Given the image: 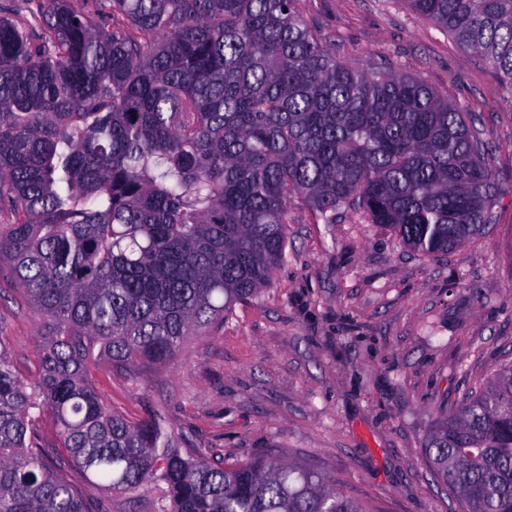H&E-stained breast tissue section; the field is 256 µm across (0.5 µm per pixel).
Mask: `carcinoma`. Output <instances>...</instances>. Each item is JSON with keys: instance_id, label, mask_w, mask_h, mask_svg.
Wrapping results in <instances>:
<instances>
[{"instance_id": "cac0c4a2", "label": "carcinoma", "mask_w": 512, "mask_h": 512, "mask_svg": "<svg viewBox=\"0 0 512 512\" xmlns=\"http://www.w3.org/2000/svg\"><path fill=\"white\" fill-rule=\"evenodd\" d=\"M37 2L29 24L0 18V259L46 328L32 385L0 330V512H104L95 491L154 484L155 512H367L282 454L214 460L157 414L127 420L90 367L165 369L257 298L286 261L293 198L423 258L486 234L476 120L418 77L337 58L298 0ZM404 2L512 99V0ZM426 453L464 512H512L511 362L439 415Z\"/></svg>"}]
</instances>
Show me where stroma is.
Instances as JSON below:
<instances>
[{"label": "stroma", "mask_w": 512, "mask_h": 512, "mask_svg": "<svg viewBox=\"0 0 512 512\" xmlns=\"http://www.w3.org/2000/svg\"><path fill=\"white\" fill-rule=\"evenodd\" d=\"M340 59L418 76L475 115L498 195L490 231L423 258L378 225L317 224L292 203L271 288L192 339L170 368L127 381L91 370L130 421L160 413L214 457L276 452L336 479L367 512H461L425 454L463 389L512 361V99L497 75L402 0H299ZM0 331L25 381L43 328L0 264Z\"/></svg>", "instance_id": "1"}]
</instances>
